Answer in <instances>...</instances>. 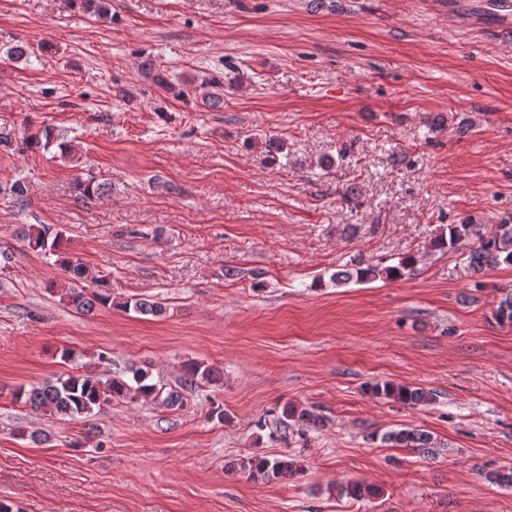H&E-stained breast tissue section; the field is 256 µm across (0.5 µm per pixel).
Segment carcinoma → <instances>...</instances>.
<instances>
[{
  "label": "carcinoma",
  "instance_id": "carcinoma-1",
  "mask_svg": "<svg viewBox=\"0 0 512 512\" xmlns=\"http://www.w3.org/2000/svg\"><path fill=\"white\" fill-rule=\"evenodd\" d=\"M79 198L89 202L105 195L112 190V183L95 178L77 183ZM24 239L34 250L56 253L64 244L63 231L58 230L49 236V227L44 224H30L24 230ZM473 241L468 251L467 264L469 270L481 273L487 268L502 264L512 265V216L503 218L494 229L487 231L485 225L476 224L466 218L458 224L448 225V235L437 237L432 247L436 249L458 248L466 241ZM415 257L409 255L402 258L396 265L381 266L377 264L358 263L350 269L336 273L338 284H346L352 280L369 282L377 279L399 280L414 271ZM60 266L67 277V282H80L86 278V271L81 262L64 256ZM64 296L73 307L84 314H90L98 306H112V287L106 278L95 282V286L84 288H68ZM119 307L126 310L133 308L141 315L160 316L164 313L161 304L140 299L134 304L121 303ZM496 318L499 323L512 324V293L507 294L498 302ZM151 373L144 369L132 371L131 379L120 376L103 379L91 373L70 374L65 378L45 382L33 386L26 391L21 389L18 396L25 397V403L36 409H42L54 416L71 421H79L91 416L94 410H102L112 401H129L134 403L141 398L160 401L168 406L176 405L181 394L179 390L169 389L166 385L150 380ZM222 372L212 366L190 363L186 374L180 382V390L192 389L203 382H219ZM367 394L376 398L392 399L404 405L427 404L432 401L431 393L421 387L397 384L387 380H373L364 384ZM320 420L306 408L286 406L282 413L273 418L270 435L280 441H288L290 434H304L305 426H316ZM382 441L405 448H415L423 455L433 454V441L429 434L418 429L393 430L383 434ZM241 469L252 478L273 480L281 476H292L304 471L303 466L295 458L283 456L270 459L266 456L254 455L241 464ZM341 495L359 500L376 495L373 486L354 482L338 487Z\"/></svg>",
  "mask_w": 512,
  "mask_h": 512
}]
</instances>
